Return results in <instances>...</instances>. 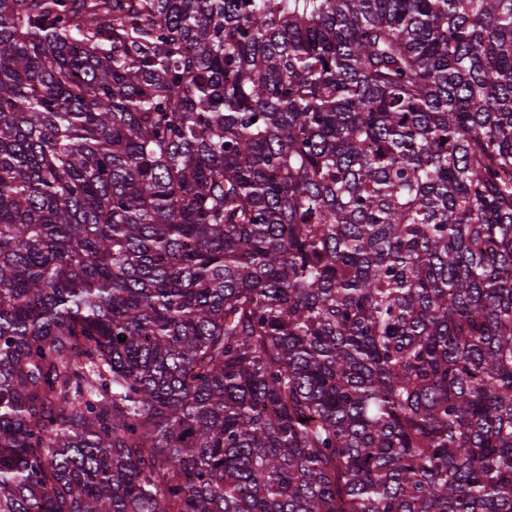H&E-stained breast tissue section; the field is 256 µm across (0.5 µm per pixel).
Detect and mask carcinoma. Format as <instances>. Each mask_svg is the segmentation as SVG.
Wrapping results in <instances>:
<instances>
[{"mask_svg":"<svg viewBox=\"0 0 512 512\" xmlns=\"http://www.w3.org/2000/svg\"><path fill=\"white\" fill-rule=\"evenodd\" d=\"M0 512H512V0H0Z\"/></svg>","mask_w":512,"mask_h":512,"instance_id":"carcinoma-1","label":"carcinoma"}]
</instances>
